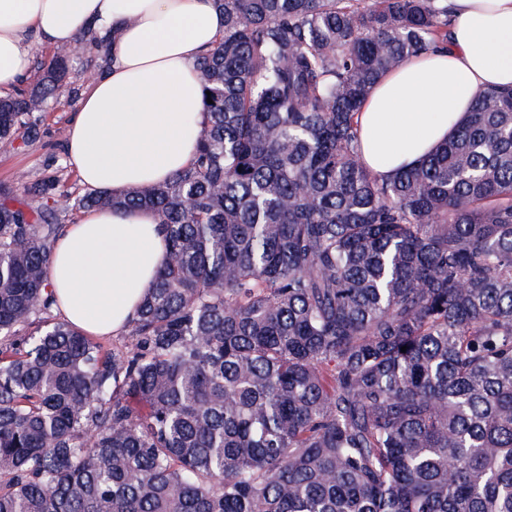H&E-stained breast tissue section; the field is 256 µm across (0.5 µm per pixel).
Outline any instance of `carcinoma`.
I'll list each match as a JSON object with an SVG mask.
<instances>
[{
	"mask_svg": "<svg viewBox=\"0 0 512 512\" xmlns=\"http://www.w3.org/2000/svg\"><path fill=\"white\" fill-rule=\"evenodd\" d=\"M217 2L192 164L72 200L165 232L121 346L52 314L57 177L0 184V512H512V85L380 179L359 111L453 4ZM74 60L0 97L1 140Z\"/></svg>",
	"mask_w": 512,
	"mask_h": 512,
	"instance_id": "cac0c4a2",
	"label": "carcinoma"
}]
</instances>
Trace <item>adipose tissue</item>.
Instances as JSON below:
<instances>
[{
  "mask_svg": "<svg viewBox=\"0 0 512 512\" xmlns=\"http://www.w3.org/2000/svg\"><path fill=\"white\" fill-rule=\"evenodd\" d=\"M447 49L388 73L360 112V156L387 177L419 163L463 119L475 94L512 85V0H453ZM112 52L72 113L64 152L81 185L119 194L190 166L206 121L200 55L224 32L216 0H0V96L27 80L30 46L73 45L87 27ZM167 251L155 213L88 209L50 260L57 308L93 336L123 333Z\"/></svg>",
  "mask_w": 512,
  "mask_h": 512,
  "instance_id": "1",
  "label": "adipose tissue"
}]
</instances>
